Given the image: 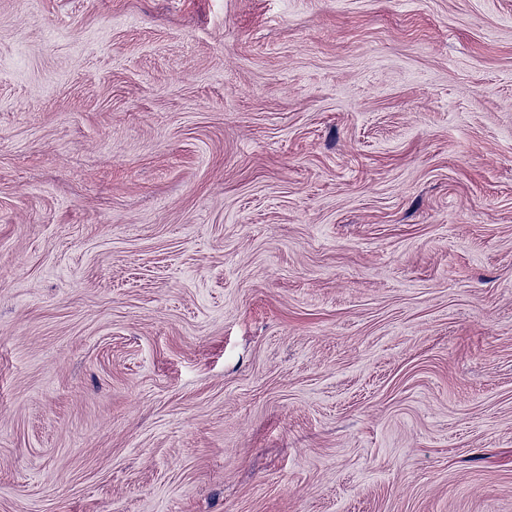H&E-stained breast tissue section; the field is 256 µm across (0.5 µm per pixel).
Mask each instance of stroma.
Wrapping results in <instances>:
<instances>
[{
  "label": "stroma",
  "mask_w": 512,
  "mask_h": 512,
  "mask_svg": "<svg viewBox=\"0 0 512 512\" xmlns=\"http://www.w3.org/2000/svg\"><path fill=\"white\" fill-rule=\"evenodd\" d=\"M0 512H512V0H0Z\"/></svg>",
  "instance_id": "35a3bbf8"
}]
</instances>
